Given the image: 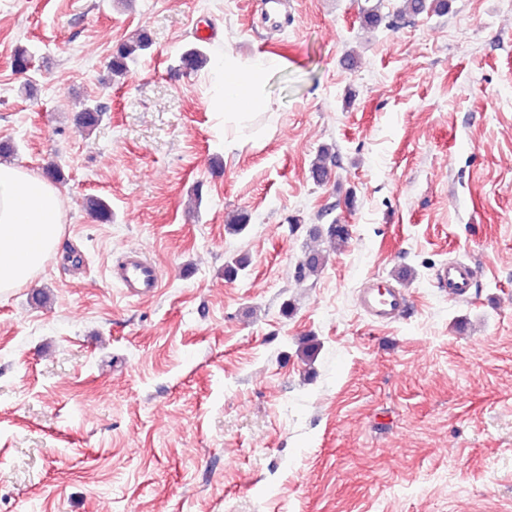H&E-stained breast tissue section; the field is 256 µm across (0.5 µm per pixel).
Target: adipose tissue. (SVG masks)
Segmentation results:
<instances>
[{"mask_svg":"<svg viewBox=\"0 0 512 512\" xmlns=\"http://www.w3.org/2000/svg\"><path fill=\"white\" fill-rule=\"evenodd\" d=\"M283 60L273 54L244 58L227 52L207 71L211 104L226 125L272 110L266 92ZM63 233L60 193L18 166L0 163V293L31 282L58 249Z\"/></svg>","mask_w":512,"mask_h":512,"instance_id":"adipose-tissue-1","label":"adipose tissue"}]
</instances>
